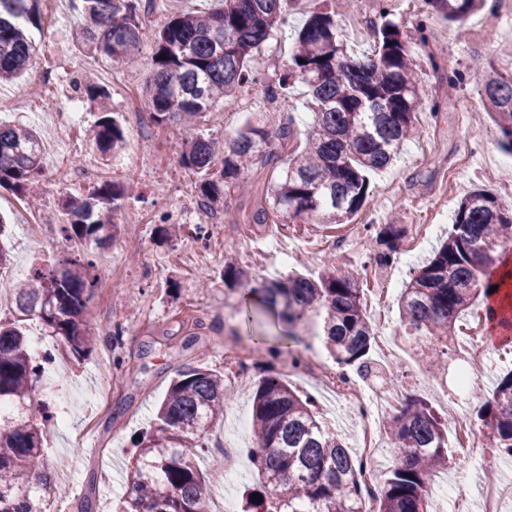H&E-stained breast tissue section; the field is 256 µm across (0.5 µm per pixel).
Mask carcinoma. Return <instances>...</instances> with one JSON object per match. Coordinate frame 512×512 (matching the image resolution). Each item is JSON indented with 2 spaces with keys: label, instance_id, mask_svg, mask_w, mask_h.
<instances>
[{
  "label": "carcinoma",
  "instance_id": "1",
  "mask_svg": "<svg viewBox=\"0 0 512 512\" xmlns=\"http://www.w3.org/2000/svg\"><path fill=\"white\" fill-rule=\"evenodd\" d=\"M296 0H216L208 10L166 18L155 33V68L146 82L154 121L198 127L218 101L262 80L259 57L276 26ZM428 10L461 23L484 0H425ZM42 0H0V83L22 78L36 54L26 25L41 24ZM81 17V42L122 68L138 50L142 0H73ZM372 54L351 57L329 7L312 12L296 33L284 89L307 88L313 114L304 148L290 154L271 179L272 210L282 224L310 223L319 215L339 222L355 214L370 193L369 174L392 164L414 135L425 107L418 64L399 26L382 24ZM489 78L481 89L486 115L498 128L499 146L512 154V71L484 63ZM76 90L95 104L100 118L91 141L103 155L122 149L124 131L111 116L107 89L75 80ZM287 139L288 124L269 130L250 123L223 148L210 137L185 142L180 163L200 175L199 202L213 213L226 189L240 188L259 159L275 155L263 147L273 136ZM219 171H213L216 163ZM42 171L40 137L25 125H0V186L26 195ZM127 190L103 184L65 200L66 241L102 245L116 236L117 212ZM400 224L375 233L376 263L393 260L404 235ZM512 245V207L484 188L463 198L448 236L412 274L399 299L402 333L423 336L418 360L431 376L448 372V348L456 322L496 285L494 273ZM97 282L94 256L68 259L59 268L35 267L15 289L24 315H36L54 340L55 354L32 352L20 320L0 322V512H50L56 485L48 468L45 441L56 412L34 405L45 365L61 357L59 377L72 361L87 357L99 335L85 320ZM224 284L257 295L278 321L293 328L311 314L322 317L326 347L340 371L361 378L379 372L371 358L373 327L361 302L358 275L332 267L311 279L300 273L255 286L235 260L224 264ZM228 394L224 374L205 367L180 371L159 402L155 418L133 440L134 452L118 512H204L210 485L199 466L205 436L224 421ZM251 461L256 485L245 491L242 512H359V463L335 432L323 425L312 401L276 376L252 392ZM489 429L488 447L512 457V370L472 410ZM393 464L378 497V512H432L433 477L448 469V416L423 397H408L383 424ZM257 494L260 499L252 498Z\"/></svg>",
  "mask_w": 512,
  "mask_h": 512
}]
</instances>
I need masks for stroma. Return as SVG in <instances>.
Wrapping results in <instances>:
<instances>
[{
	"label": "stroma",
	"mask_w": 512,
	"mask_h": 512,
	"mask_svg": "<svg viewBox=\"0 0 512 512\" xmlns=\"http://www.w3.org/2000/svg\"><path fill=\"white\" fill-rule=\"evenodd\" d=\"M319 0H298L285 22L265 44L260 68L261 83L245 86L235 96L217 102L198 131L208 137L231 140L247 123L264 120L271 125L289 123L288 140H272L270 149L287 158L304 147L311 115L306 108L307 89L294 83L276 99L266 88L275 84L290 56L295 33L316 9ZM497 0L471 15L464 28L439 16H425L423 0H391L389 16L379 14L377 0H331L329 8L347 39L350 55L371 53L373 28L384 20L398 23L415 61L422 67L427 107L416 120L414 136L405 141L393 164L373 175L372 189L362 208L350 218L361 225L357 243L342 250L331 244L346 226L321 215L309 224L281 226L255 223L260 210L271 207L269 185L272 169L256 163L244 190L225 198L223 221L207 226L208 237H194L201 211L186 213L184 199H196L198 176L179 162L189 133L176 124L155 123L145 93L153 71V32L161 20L186 11L211 7L213 0H151L140 48L125 69L90 57L77 41V12L43 18L33 36L39 46L28 73L19 81L0 84V123L22 122L39 128L51 151L43 156L37 204H29L10 188L0 187V217L8 225V269L13 281L28 277L34 265H56L82 254L85 246L65 241L62 227L68 219L61 211L65 197L84 195L104 181L128 186L130 196L118 216L116 237L96 251L98 285L87 303L86 319L98 329L102 342L83 361L71 364L66 381H59L54 366H46L41 388L57 387V407L77 425L54 427L47 436L49 466L54 470L60 496L52 512H79L91 500L92 512H111L122 490L135 433L150 421L177 371L199 365L222 372L233 392L224 408L228 415H250L251 393L239 389L238 366L227 355L250 351L247 364L253 381L280 376L309 395L322 422L342 434L346 445L354 440L343 406H324L320 389L304 376L290 372L294 356L329 360L321 333V320L311 317L289 342L264 338L266 317L256 314L253 324H243L239 295L224 284V256L233 254L253 277L268 280L297 271L318 277L331 267L372 271L383 279L385 267L376 265L375 228L401 224L407 235L417 225L435 224L437 234L418 248L414 264L395 254L392 264L409 279L413 265L423 264L444 240L445 228L461 199L477 187L502 193L512 186V155L503 151L500 133L485 116L479 91L486 73L476 60H492L506 67L512 60L501 56L512 44V19L488 29L487 21ZM459 75L456 88L448 78ZM87 78L111 94V107L121 122L126 143L117 153L101 157L90 142V131L99 114L87 99L78 98L74 78ZM78 99L79 126L61 136L44 126L46 108L65 109ZM34 215L37 227L27 226ZM181 225L179 236L163 233L167 225ZM278 237L292 259L252 263L247 247L268 237ZM454 375L424 382L408 378L410 393L427 397L440 411L456 415L473 409V402L457 398ZM208 454L202 464L210 485H217L225 461L240 470L233 489L241 499L256 475L247 448L226 456L218 432L208 437Z\"/></svg>",
	"instance_id": "obj_1"
}]
</instances>
